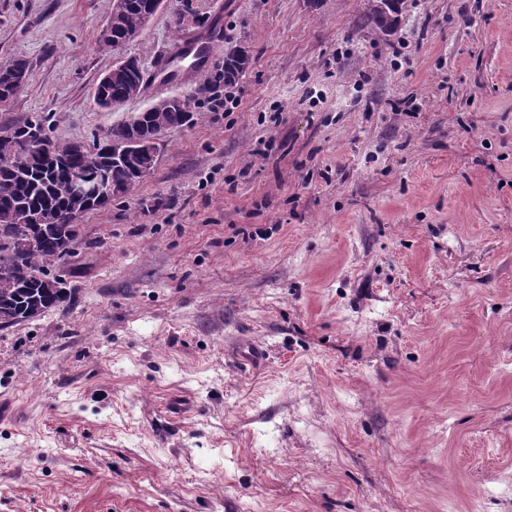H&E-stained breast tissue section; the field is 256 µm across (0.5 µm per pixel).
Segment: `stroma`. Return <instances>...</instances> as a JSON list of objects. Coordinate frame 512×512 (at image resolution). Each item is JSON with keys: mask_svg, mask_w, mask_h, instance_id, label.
<instances>
[{"mask_svg": "<svg viewBox=\"0 0 512 512\" xmlns=\"http://www.w3.org/2000/svg\"><path fill=\"white\" fill-rule=\"evenodd\" d=\"M193 6L209 59L103 109L174 6L115 50L112 0H0L29 63L0 127L58 142L251 52L79 216L70 306L0 330V512H512V0H405L387 35L368 0ZM249 62L244 57L228 55L224 52V67L218 80L224 85H233L246 72ZM133 63L127 64L124 68L113 71V68L101 78L103 81H109L102 83L101 80L96 86L94 99L98 106L105 108L108 103L126 102L128 99L136 94L140 87L145 88L144 76L139 75L135 68V63H138L137 58L131 57ZM138 68L145 71L143 65L139 62ZM111 76V77H109Z\"/></svg>", "mask_w": 512, "mask_h": 512, "instance_id": "obj_1", "label": "stroma"}]
</instances>
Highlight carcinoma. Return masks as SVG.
I'll return each mask as SVG.
<instances>
[{
	"instance_id": "cac0c4a2",
	"label": "carcinoma",
	"mask_w": 512,
	"mask_h": 512,
	"mask_svg": "<svg viewBox=\"0 0 512 512\" xmlns=\"http://www.w3.org/2000/svg\"><path fill=\"white\" fill-rule=\"evenodd\" d=\"M403 0H370L367 19L382 34L391 33L400 22L399 5ZM122 13L113 21L112 46H118L122 33L140 26L141 15L149 0H124ZM138 59L124 68L110 71V80L98 83L94 99L105 108L108 103L126 102L144 85V77L135 68ZM249 62L243 57L224 55L219 76L223 85H233L246 72ZM29 64L23 58L0 63V103L10 101L27 79ZM197 115L195 106L186 101H169L142 112L144 128L157 132L181 127L185 113ZM46 119L35 117L26 123L0 129L17 144L25 142L32 131L44 130ZM126 123L112 126L105 137L78 150L74 142L54 143L55 161L46 162L20 147L0 156V329L30 320V312L45 314L65 309L71 304L72 292L59 288L56 264L64 260L60 254L65 225L57 218L65 215L75 221L84 212L96 210L127 195L140 182L137 169L149 159L131 156L121 164L112 162V147L129 140ZM94 164L107 170L112 186L110 198L85 207L72 204L71 178Z\"/></svg>"
}]
</instances>
